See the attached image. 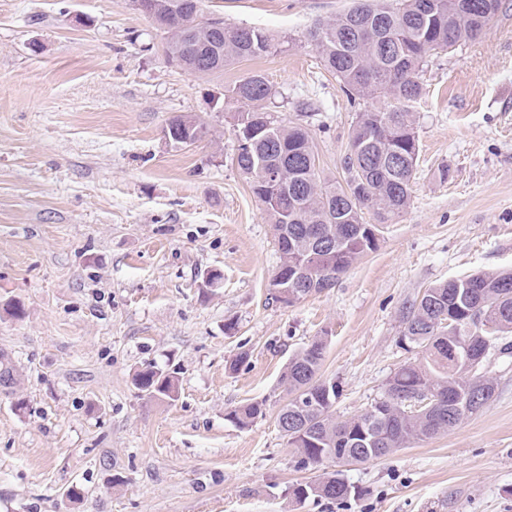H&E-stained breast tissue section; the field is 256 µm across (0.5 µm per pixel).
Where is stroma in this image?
<instances>
[{
    "label": "stroma",
    "instance_id": "1",
    "mask_svg": "<svg viewBox=\"0 0 512 512\" xmlns=\"http://www.w3.org/2000/svg\"><path fill=\"white\" fill-rule=\"evenodd\" d=\"M353 0H203L277 52L198 78L168 63L133 0H0V512H512V353L485 371L495 392L447 434L343 466L358 501L289 495L297 468L275 416L289 358L328 337L321 372L338 416L380 398L414 355L401 313L433 284L512 268V0L482 39L430 57L411 102L420 157L410 205L334 288L269 297L280 253L232 163L227 85L263 73L267 109L303 121L324 177L343 180L356 105L320 66L309 32ZM313 103L299 119L295 104ZM192 114L210 139L165 136ZM450 165L452 176L439 170ZM219 276L207 284V273ZM22 317L5 313L7 302ZM249 359L228 366L239 352ZM155 364L174 399L134 373ZM266 415L246 429L226 413ZM76 496H68V489ZM134 382L136 387L148 399H173L176 393V384L173 376L169 375L155 365H147L138 371ZM266 415L264 404L259 402H250L226 413L225 417L238 428H247L251 426L255 420Z\"/></svg>",
    "mask_w": 512,
    "mask_h": 512
}]
</instances>
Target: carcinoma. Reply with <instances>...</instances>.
<instances>
[{
    "label": "carcinoma",
    "mask_w": 512,
    "mask_h": 512,
    "mask_svg": "<svg viewBox=\"0 0 512 512\" xmlns=\"http://www.w3.org/2000/svg\"><path fill=\"white\" fill-rule=\"evenodd\" d=\"M154 3L166 24L165 56L189 75L222 73L278 50L259 28L228 26L194 9L201 0ZM500 9L501 0H357L310 31L325 69L347 97L365 103L342 159V184L321 178L306 128L285 124L262 107L272 95L263 74H249L225 89L227 98L248 106L233 114V163L275 232L280 265L269 286L286 287L299 301L322 289L296 282L298 273L310 268L337 280L377 249L379 226L396 221L410 204L419 140L406 103L423 94L427 58L480 39ZM380 97L388 102L368 105ZM169 125L193 144L210 135V127L194 116L177 115ZM265 169L278 172L279 182H267ZM402 325L401 345L415 352V360L393 373L370 407L346 419L336 417L339 384L321 374L325 337L289 359L277 426L298 467L322 469L317 479L292 486L296 502L360 499L363 490L329 464H363L445 435L487 405L494 383L484 363L512 351V270L433 285L405 306ZM134 382L149 399L175 397L173 376L154 365L138 371ZM265 415L264 404L250 402L225 417L244 429Z\"/></svg>",
    "instance_id": "obj_1"
}]
</instances>
